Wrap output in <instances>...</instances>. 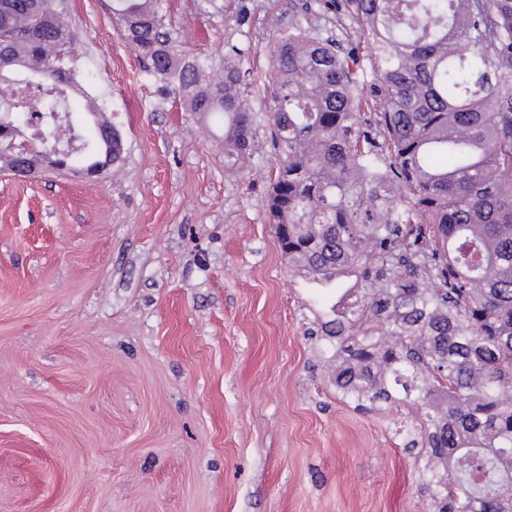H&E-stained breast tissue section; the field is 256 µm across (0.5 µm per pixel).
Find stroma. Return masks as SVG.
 I'll list each match as a JSON object with an SVG mask.
<instances>
[{"label":"stroma","mask_w":512,"mask_h":512,"mask_svg":"<svg viewBox=\"0 0 512 512\" xmlns=\"http://www.w3.org/2000/svg\"><path fill=\"white\" fill-rule=\"evenodd\" d=\"M303 2H170L184 51H243L256 149L229 174L112 0H63L125 153L92 180L0 174V512H429L414 409L337 393L319 287L266 221L264 74Z\"/></svg>","instance_id":"1"}]
</instances>
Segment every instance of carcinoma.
Returning a JSON list of instances; mask_svg holds the SVG:
<instances>
[{"instance_id": "1", "label": "carcinoma", "mask_w": 512, "mask_h": 512, "mask_svg": "<svg viewBox=\"0 0 512 512\" xmlns=\"http://www.w3.org/2000/svg\"><path fill=\"white\" fill-rule=\"evenodd\" d=\"M60 0H0V87L77 79L75 35ZM305 7L357 27L367 58L334 30L281 34L273 89L267 219L292 267L334 287L313 334L334 345L336 391L376 408L416 407L406 446L425 461L431 512H512V0H315ZM168 0H112V23L188 112L223 118L224 170L254 150L257 113L236 54L180 50ZM372 76L371 81L364 74ZM377 104L383 144L357 120ZM66 120L88 115V147L62 162L87 177L102 161L96 102L60 98ZM365 282L357 293L344 274Z\"/></svg>"}]
</instances>
